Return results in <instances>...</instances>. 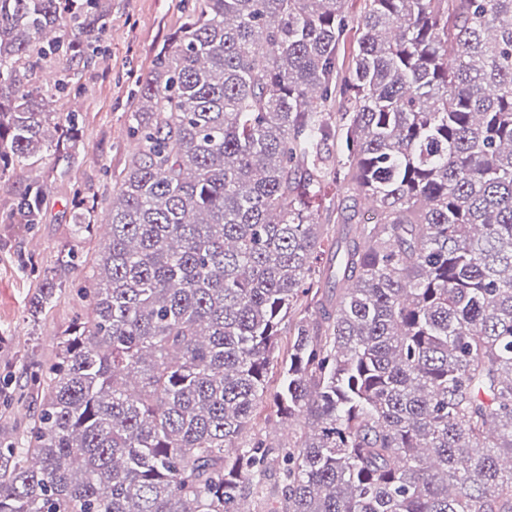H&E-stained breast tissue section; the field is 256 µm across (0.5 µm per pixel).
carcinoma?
Masks as SVG:
<instances>
[{"mask_svg":"<svg viewBox=\"0 0 512 512\" xmlns=\"http://www.w3.org/2000/svg\"><path fill=\"white\" fill-rule=\"evenodd\" d=\"M345 2L186 7L0 512H512V0ZM107 18L0 0V161L74 146L46 100ZM42 63L64 77L31 89ZM268 396L311 433H254Z\"/></svg>","mask_w":512,"mask_h":512,"instance_id":"1","label":"carcinoma"}]
</instances>
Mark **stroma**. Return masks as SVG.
Returning a JSON list of instances; mask_svg holds the SVG:
<instances>
[{
  "label": "stroma",
  "mask_w": 512,
  "mask_h": 512,
  "mask_svg": "<svg viewBox=\"0 0 512 512\" xmlns=\"http://www.w3.org/2000/svg\"><path fill=\"white\" fill-rule=\"evenodd\" d=\"M186 0H110L101 51L82 67L78 89L49 101L53 112L77 115L79 137L68 158L43 153L34 166L0 169V441L21 437L41 394L39 375L53 361L61 333L88 307L89 259L109 219L112 189L132 155L128 127L139 79L181 25ZM44 184L39 223L14 224L10 214L33 180ZM95 201L92 233H77L74 199ZM70 254L62 268L58 260ZM61 284L38 316L29 304L44 276Z\"/></svg>",
  "instance_id": "stroma-1"
}]
</instances>
